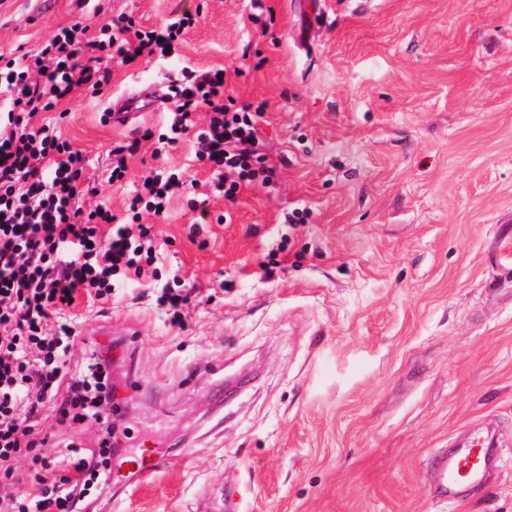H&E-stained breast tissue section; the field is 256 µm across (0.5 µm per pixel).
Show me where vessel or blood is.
I'll return each instance as SVG.
<instances>
[{"instance_id":"b4317fda","label":"vessel or blood","mask_w":512,"mask_h":512,"mask_svg":"<svg viewBox=\"0 0 512 512\" xmlns=\"http://www.w3.org/2000/svg\"><path fill=\"white\" fill-rule=\"evenodd\" d=\"M156 105L154 93H134L113 101L105 118L110 125L128 127L142 113L153 111ZM503 464L498 443L482 431H472L456 448H440L433 453L430 471L432 491L443 501L462 500L466 488L487 485Z\"/></svg>"}]
</instances>
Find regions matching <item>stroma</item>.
<instances>
[{
    "label": "stroma",
    "instance_id": "stroma-1",
    "mask_svg": "<svg viewBox=\"0 0 512 512\" xmlns=\"http://www.w3.org/2000/svg\"><path fill=\"white\" fill-rule=\"evenodd\" d=\"M182 12L197 23L175 54L111 63L100 95L59 106L112 208L158 166L210 195L204 218L188 193L144 216L160 281L77 310L86 340L121 343L135 452L155 420L170 446L151 480L127 471L91 512H512V0H0V54ZM214 66L235 106L266 105L271 183L225 200L188 139L158 160L143 143L127 184H105L133 137L107 124L112 100ZM297 208L306 223H289ZM175 277L192 297L179 327L156 303ZM486 420L504 469L440 502L430 454ZM39 428L61 457L98 436L50 413Z\"/></svg>",
    "mask_w": 512,
    "mask_h": 512
}]
</instances>
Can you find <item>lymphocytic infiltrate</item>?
<instances>
[{"instance_id": "obj_1", "label": "lymphocytic infiltrate", "mask_w": 512, "mask_h": 512, "mask_svg": "<svg viewBox=\"0 0 512 512\" xmlns=\"http://www.w3.org/2000/svg\"><path fill=\"white\" fill-rule=\"evenodd\" d=\"M196 23L184 13L152 29L129 19L92 35L64 26L36 54H0V512H89L90 487H111L112 461L130 440L113 417L115 358L111 345L96 344L78 371H68L66 356L80 337L74 310L80 299L107 302L118 283L150 273L157 252L141 218L163 216L187 186L159 169L142 179L123 211L86 206L85 197L98 193L86 182L87 157L56 126L34 119L77 90L99 94L111 80L108 60L126 65L172 53ZM224 95L220 69L190 71L171 85L164 96L170 127L152 156L194 134L198 160L231 201L243 187L269 184L276 169L258 150L263 105L233 110ZM47 410L70 429L101 422L102 435L91 448L67 445L61 461L35 456L31 488L21 496L11 489L14 464L22 449L44 445L37 425Z\"/></svg>"}]
</instances>
